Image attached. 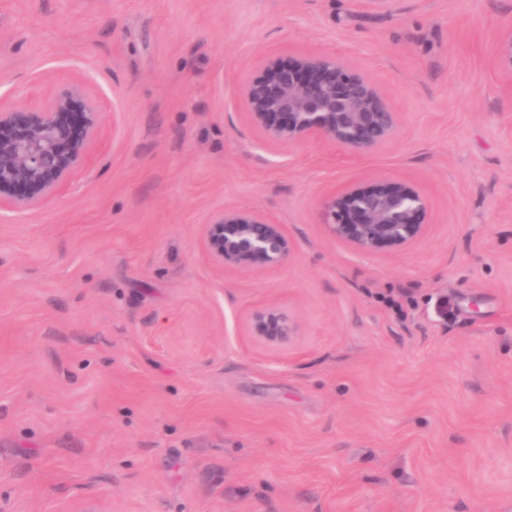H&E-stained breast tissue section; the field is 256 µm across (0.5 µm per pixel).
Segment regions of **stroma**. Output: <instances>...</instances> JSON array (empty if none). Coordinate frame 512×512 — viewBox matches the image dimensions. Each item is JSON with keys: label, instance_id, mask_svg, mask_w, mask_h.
I'll return each mask as SVG.
<instances>
[{"label": "stroma", "instance_id": "stroma-1", "mask_svg": "<svg viewBox=\"0 0 512 512\" xmlns=\"http://www.w3.org/2000/svg\"><path fill=\"white\" fill-rule=\"evenodd\" d=\"M510 23L512 0H0V108L76 82L102 112L58 197L0 206V512H512ZM267 53L364 71L397 136L263 142L237 86ZM378 177L429 206L366 254L318 207ZM224 207L284 224L288 261L216 269ZM263 301L290 349L245 336ZM497 65L510 74V81L505 90L512 100V23L501 31L497 48ZM246 335L259 347L288 349L301 336V324L289 311L272 301L255 305L244 320Z\"/></svg>", "mask_w": 512, "mask_h": 512}]
</instances>
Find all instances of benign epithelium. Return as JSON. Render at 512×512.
I'll return each mask as SVG.
<instances>
[{
	"mask_svg": "<svg viewBox=\"0 0 512 512\" xmlns=\"http://www.w3.org/2000/svg\"><path fill=\"white\" fill-rule=\"evenodd\" d=\"M497 65L512 75V24L502 29ZM250 126L275 145L322 143L347 154H368L394 139L399 115L363 71L328 55L290 61L270 54L238 89ZM99 103L77 84L62 86L39 107L0 109V205L31 209L56 197L84 165L98 140ZM428 200L404 181L376 179L323 197L320 219L336 239L367 253L399 250L423 232ZM201 244L219 270L259 272L289 258L284 225L235 207L202 225ZM259 347L289 348L301 336L299 320L264 301L244 320Z\"/></svg>",
	"mask_w": 512,
	"mask_h": 512,
	"instance_id": "benign-epithelium-1",
	"label": "benign epithelium"
}]
</instances>
